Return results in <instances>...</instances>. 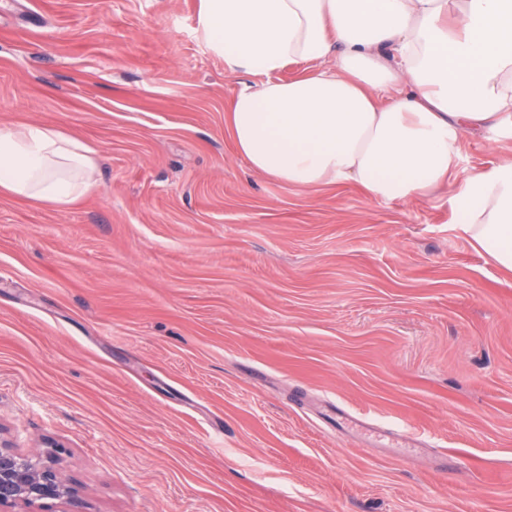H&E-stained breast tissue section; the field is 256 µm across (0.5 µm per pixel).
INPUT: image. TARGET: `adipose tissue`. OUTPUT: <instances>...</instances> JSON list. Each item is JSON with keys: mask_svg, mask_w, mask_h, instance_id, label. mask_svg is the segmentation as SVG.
<instances>
[{"mask_svg": "<svg viewBox=\"0 0 512 512\" xmlns=\"http://www.w3.org/2000/svg\"><path fill=\"white\" fill-rule=\"evenodd\" d=\"M197 33L245 80L226 115L237 153L276 181L425 197L456 173L464 137H512V0H200ZM290 64L315 70L276 79ZM93 154L54 126L1 131L0 194L77 202ZM454 219L512 272V160L468 175Z\"/></svg>", "mask_w": 512, "mask_h": 512, "instance_id": "adipose-tissue-1", "label": "adipose tissue"}]
</instances>
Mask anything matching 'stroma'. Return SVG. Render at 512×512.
Returning <instances> with one entry per match:
<instances>
[{"label":"stroma","mask_w":512,"mask_h":512,"mask_svg":"<svg viewBox=\"0 0 512 512\" xmlns=\"http://www.w3.org/2000/svg\"><path fill=\"white\" fill-rule=\"evenodd\" d=\"M199 0H0V130L98 183L0 196V440L55 447L82 512H512V273L427 198L254 172ZM417 453L337 434L324 399ZM443 453L447 469L428 460ZM94 150L54 126L0 132V194L71 204L95 186Z\"/></svg>","instance_id":"1"}]
</instances>
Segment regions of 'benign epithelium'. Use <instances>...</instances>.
Wrapping results in <instances>:
<instances>
[{"instance_id": "1", "label": "benign epithelium", "mask_w": 512, "mask_h": 512, "mask_svg": "<svg viewBox=\"0 0 512 512\" xmlns=\"http://www.w3.org/2000/svg\"><path fill=\"white\" fill-rule=\"evenodd\" d=\"M47 500L58 504L59 512H72L77 490L61 479L45 451L23 454L0 441V509L36 512Z\"/></svg>"}]
</instances>
